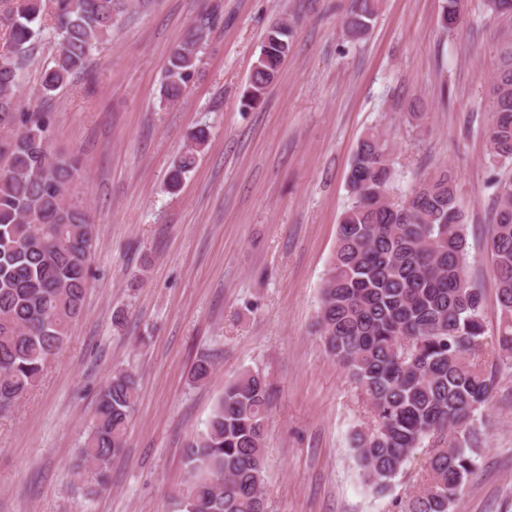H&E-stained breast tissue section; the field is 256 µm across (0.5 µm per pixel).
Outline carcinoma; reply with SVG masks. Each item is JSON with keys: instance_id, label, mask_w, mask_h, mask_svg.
Masks as SVG:
<instances>
[{"instance_id": "1", "label": "carcinoma", "mask_w": 512, "mask_h": 512, "mask_svg": "<svg viewBox=\"0 0 512 512\" xmlns=\"http://www.w3.org/2000/svg\"><path fill=\"white\" fill-rule=\"evenodd\" d=\"M381 0H353L342 19L350 42L371 32ZM9 54L0 55V414L41 380L70 340L90 278L93 229L73 194L80 158L55 153L49 136L56 92L84 69L130 9L129 0H8ZM487 13L512 28V0H484ZM207 13L170 52L161 102L175 105L198 73L199 51L215 25ZM463 22L462 0H443L445 30ZM57 49L42 69L37 104L20 111L19 76L39 41ZM293 27L272 25L253 64L242 106L265 97L291 52ZM491 118L484 127L493 172L492 233L487 240L497 282V333L487 335L484 294L465 276L467 242L457 176L443 167L418 181L406 199L390 192L396 172L391 144L376 127L358 141L347 174L349 205L321 287L315 332L359 390L368 423L352 431L361 481L391 491L416 448H428L426 479L398 502L399 512H459L484 444L479 421L496 378L512 370V43L489 81ZM173 162L169 191L179 190L209 138ZM213 363L201 357L192 382L204 383ZM137 402L126 368L102 389L81 446L75 475L93 477L88 494L106 486L112 459L124 447ZM269 386L250 369L224 383L205 428L184 456L191 486L180 512H269L264 493V441Z\"/></svg>"}]
</instances>
